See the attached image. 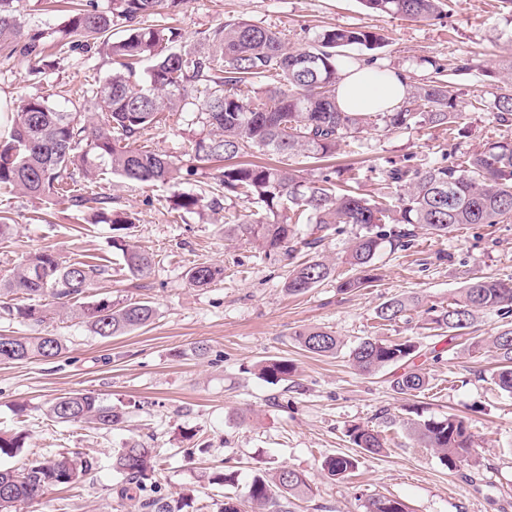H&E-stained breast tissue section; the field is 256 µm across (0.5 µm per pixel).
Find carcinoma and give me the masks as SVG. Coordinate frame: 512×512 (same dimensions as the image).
Masks as SVG:
<instances>
[{
    "instance_id": "carcinoma-1",
    "label": "carcinoma",
    "mask_w": 512,
    "mask_h": 512,
    "mask_svg": "<svg viewBox=\"0 0 512 512\" xmlns=\"http://www.w3.org/2000/svg\"><path fill=\"white\" fill-rule=\"evenodd\" d=\"M16 0H0V44L11 45L38 68L43 32L26 30L16 15ZM187 0H112L107 11L94 0H71L61 46L72 48V38L102 41L115 68L96 88L94 98L103 114L98 123L80 112L51 107L42 96L19 98L7 135H0V189H19L37 200L64 198L77 208L92 211L99 222L112 226L113 247L122 252L128 272L147 276L153 257L126 243L123 231L135 218L112 209V198L92 191L101 177L111 174L140 186L166 184L179 178L170 156L138 144L142 133L161 125L164 113L190 112L207 128V134L188 144L193 161L213 171L224 191L243 195L258 204L267 220L249 222L230 215L224 237H245L271 252L294 251L299 244L297 226L317 224L321 229L343 231L360 228L345 255L354 274L339 281L338 288L351 292L367 288L377 278L376 260L383 244L394 248L412 245L416 230L443 236L454 226L503 224L512 221V139L491 140L483 148L446 165H403L384 172L391 192L366 197L351 189L337 190L331 176L303 181L294 170L263 160L272 154L303 156L324 162L341 144L356 140L369 128L396 132L416 122L451 127L456 123L455 90L436 78L410 86L404 103L391 112H344L336 101L341 72L351 66L346 50L380 47L382 37L356 28L333 27L319 33L305 48L291 50L280 33L247 20L223 23L203 37L201 51L177 49L179 29L165 19L180 11ZM372 12L396 18L429 20L437 17L442 0H362ZM147 63L145 77L136 79V65ZM499 121L512 125V90L493 95ZM81 173L79 183L75 173ZM219 205L184 193L173 210L192 212ZM335 273V265L320 257L298 264L289 274L285 289L300 295ZM105 270L98 264H64L46 249L27 257L5 279L0 297L20 295L24 305L9 306V314L34 322L48 315L46 299L58 311L71 312L96 335L120 336L148 326L156 315L148 301L113 302L108 298L83 301L87 290ZM223 275L216 266L197 265L186 276L197 287ZM423 309L428 329L449 340L462 337L486 311L512 313V280L473 279L448 304H427L417 296L393 297L381 303L376 317L394 322L411 309ZM307 352L330 356L338 338L318 327L295 332ZM3 348L0 362L22 363L52 360L65 350L59 336L16 337ZM489 348L497 368L492 381L512 394V329L503 330L488 343L471 337L469 348ZM359 372L372 374L385 367L403 366L392 381L393 390L414 396L428 386L426 373L415 365L418 347L408 340L365 339L351 351ZM294 365L286 359L265 362L259 375L270 383L288 379ZM49 413L62 423H91L112 430L123 415L90 393L59 397ZM413 436L439 454L450 469L457 467L473 448L467 421L457 415L417 421ZM352 443L369 453L383 448L379 434L354 426ZM159 451L140 441H129L112 456V469L129 489L147 491L156 471ZM351 455H338L324 463L332 477L343 478L357 468ZM94 462L61 453L35 459L21 470L0 468V512H23L40 497L41 488L70 484L93 469ZM306 487L298 471L282 468L272 475L258 473L248 486L251 502L264 507L278 503V494H295ZM189 496L176 499L148 495L139 500L145 512H182ZM367 512H408L396 499L372 498Z\"/></svg>"
}]
</instances>
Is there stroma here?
<instances>
[{
	"label": "stroma",
	"mask_w": 512,
	"mask_h": 512,
	"mask_svg": "<svg viewBox=\"0 0 512 512\" xmlns=\"http://www.w3.org/2000/svg\"><path fill=\"white\" fill-rule=\"evenodd\" d=\"M240 19L276 29L293 49L330 27L373 31L385 38L375 52L380 68L419 84L430 81L439 66L454 83L459 137L416 123L395 133L367 130L360 141L337 150L331 168L342 174L355 169L362 193L384 192L381 174L391 167L425 166L451 151L469 155L485 141L512 138V126L475 106L503 84L505 62L512 58V11L500 0H444L441 13L423 21L376 14L360 0H187L178 17L183 49L199 50L205 31ZM111 72L102 48L67 53L35 71L2 45L0 103L10 110L22 96L41 95L58 110L91 114L94 101L80 94ZM203 134L187 114L173 112L140 143L187 168L185 143ZM211 184L205 172L149 189L112 176L102 181L113 208L136 217L129 243L154 257L150 273L139 280L113 248L110 226L95 223L90 211L63 199L47 204L18 191L0 192V218L14 226L11 238L0 243V277L44 249L68 263L102 259L111 274L95 282L87 300L149 301L157 310L150 325L110 338L64 315L52 313L36 323L0 312L2 336L51 333L67 345L54 360L0 363V435L20 437L22 444L16 454L0 457V467L21 469L32 459L63 452L96 462L90 475L48 489L25 512H134L133 501L119 495L122 478L112 469L113 451L132 440L161 451L153 479L158 494L192 493L184 512H220L228 494L242 512H254L247 497L252 476L284 467L301 472L308 484L306 493L283 501L284 512H365L374 497L402 500L409 512H512V395L489 379L493 356L454 343L436 358L420 312L384 326L376 317L377 307L394 296L416 294L438 304L469 279H512V223L460 225L444 236L419 231L408 249L381 250L373 286L343 293L337 281L351 275L342 258L354 229L320 233L302 224L303 246L267 254L247 239L224 237L225 214L255 213L246 199L229 194L222 208L173 218L175 195L206 197ZM312 239L317 247L306 248ZM317 255L335 262L334 278L305 294H288L289 272ZM200 264L223 268V277L204 287L190 285L186 273ZM308 326L337 336L336 354L302 350L294 333ZM367 337L416 344L428 390L415 397L396 394L394 366L373 375L357 371L350 352ZM200 344L206 354H198ZM272 359L291 361L295 372L286 381L266 383L258 366ZM72 393L112 404L125 417L122 427L105 431L55 422L50 405ZM451 413L467 418L474 440L471 456L453 470L409 431L412 421ZM355 425L378 431L384 448H356L348 437ZM339 454L357 459L351 476L334 478L324 470V461ZM225 470L237 472L235 487L209 484L211 474Z\"/></svg>",
	"instance_id": "35a3bbf8"
}]
</instances>
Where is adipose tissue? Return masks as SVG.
I'll return each instance as SVG.
<instances>
[{
  "mask_svg": "<svg viewBox=\"0 0 512 512\" xmlns=\"http://www.w3.org/2000/svg\"><path fill=\"white\" fill-rule=\"evenodd\" d=\"M406 96L403 75L365 66L345 70L336 87L338 104L346 112H386L401 105Z\"/></svg>",
  "mask_w": 512,
  "mask_h": 512,
  "instance_id": "obj_1",
  "label": "adipose tissue"
}]
</instances>
